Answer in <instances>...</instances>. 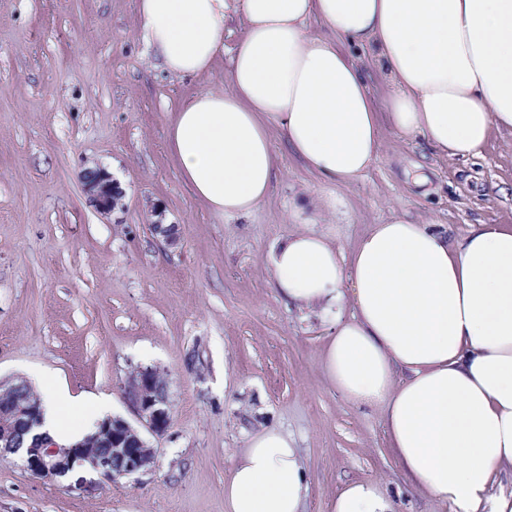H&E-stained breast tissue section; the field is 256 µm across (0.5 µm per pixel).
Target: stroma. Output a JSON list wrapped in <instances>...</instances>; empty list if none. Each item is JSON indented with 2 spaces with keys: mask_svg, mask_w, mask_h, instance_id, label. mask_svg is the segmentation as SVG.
Returning <instances> with one entry per match:
<instances>
[{
  "mask_svg": "<svg viewBox=\"0 0 512 512\" xmlns=\"http://www.w3.org/2000/svg\"><path fill=\"white\" fill-rule=\"evenodd\" d=\"M135 0H0V378L41 376L72 398L108 395L135 421L124 385L137 367L167 374L171 424L149 435L153 467L116 481L83 469L70 488L0 460V512H225L224 480L251 436H291L310 474L303 512H332L352 481H379L398 512H434L407 483L381 414L350 405L321 355L333 323L288 305L267 254L295 232L293 204L336 193L312 228L352 250L397 213L443 224L512 226V134L482 157L449 159L383 131L379 160L332 184L272 146L279 174L247 216L212 212L181 179L165 126L194 94L226 88L228 59L196 79L147 56ZM122 178L100 214L83 190L92 165ZM429 181L415 184L416 173ZM175 225L164 244L154 221Z\"/></svg>",
  "mask_w": 512,
  "mask_h": 512,
  "instance_id": "stroma-1",
  "label": "stroma"
}]
</instances>
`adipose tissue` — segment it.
Segmentation results:
<instances>
[{
  "label": "adipose tissue",
  "instance_id": "obj_1",
  "mask_svg": "<svg viewBox=\"0 0 512 512\" xmlns=\"http://www.w3.org/2000/svg\"><path fill=\"white\" fill-rule=\"evenodd\" d=\"M153 60L177 78L229 55L228 86L203 90L170 118L168 147L192 197L247 215L276 180L279 135L309 171L334 183L380 158L382 131L438 155H482L512 133V0H137ZM243 35L224 51V24ZM383 76V100L369 92ZM267 262L279 294L335 315L322 354L328 382L380 411L409 484L452 512H512V227L391 216L351 251L298 230ZM42 429L59 441L76 409L44 383ZM307 470L277 428L253 436L224 483L226 512H300ZM333 512H396L388 487L355 482Z\"/></svg>",
  "mask_w": 512,
  "mask_h": 512
}]
</instances>
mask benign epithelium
<instances>
[{
	"label": "benign epithelium",
	"mask_w": 512,
	"mask_h": 512,
	"mask_svg": "<svg viewBox=\"0 0 512 512\" xmlns=\"http://www.w3.org/2000/svg\"><path fill=\"white\" fill-rule=\"evenodd\" d=\"M82 180L90 201L108 215L122 204L124 191L114 184L112 176L100 165L87 168ZM125 398L138 420L153 434L164 433L171 423V403L167 380L153 370H134L125 384ZM39 403L31 402L20 411L0 404V444L8 446L17 432L28 434L21 449L23 466L33 475L58 481L83 467L98 471L106 479L116 481L149 470L154 463V450L138 427L120 416L108 417L94 425L87 440L110 434L108 451L97 456L86 452L85 443L62 446L40 431L42 414Z\"/></svg>",
	"instance_id": "obj_1"
}]
</instances>
